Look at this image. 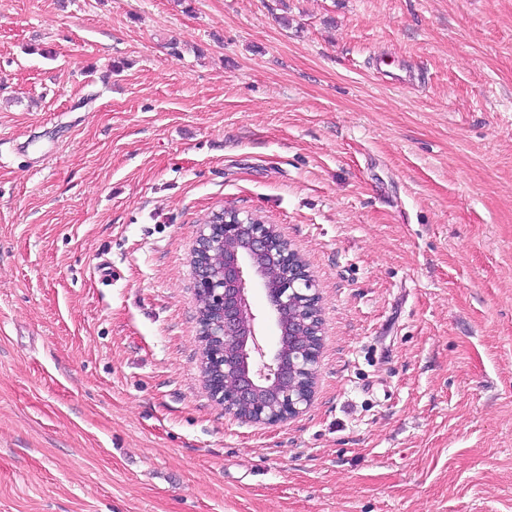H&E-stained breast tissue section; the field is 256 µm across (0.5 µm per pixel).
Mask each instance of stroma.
I'll return each mask as SVG.
<instances>
[{
  "instance_id": "obj_1",
  "label": "stroma",
  "mask_w": 512,
  "mask_h": 512,
  "mask_svg": "<svg viewBox=\"0 0 512 512\" xmlns=\"http://www.w3.org/2000/svg\"><path fill=\"white\" fill-rule=\"evenodd\" d=\"M221 208L321 297L279 424L203 381ZM0 512H512V0H0Z\"/></svg>"
}]
</instances>
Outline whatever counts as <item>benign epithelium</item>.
Masks as SVG:
<instances>
[{"mask_svg":"<svg viewBox=\"0 0 512 512\" xmlns=\"http://www.w3.org/2000/svg\"><path fill=\"white\" fill-rule=\"evenodd\" d=\"M200 302L198 339L213 344L210 372L204 376L212 398L224 412L254 424L273 425L305 412L315 393L320 361L321 324L290 352L268 351L257 334V317L248 298L250 276L261 280L276 317L295 310L306 316L320 307L315 281L299 255L258 215L222 209L198 225L192 257Z\"/></svg>","mask_w":512,"mask_h":512,"instance_id":"1","label":"benign epithelium"}]
</instances>
